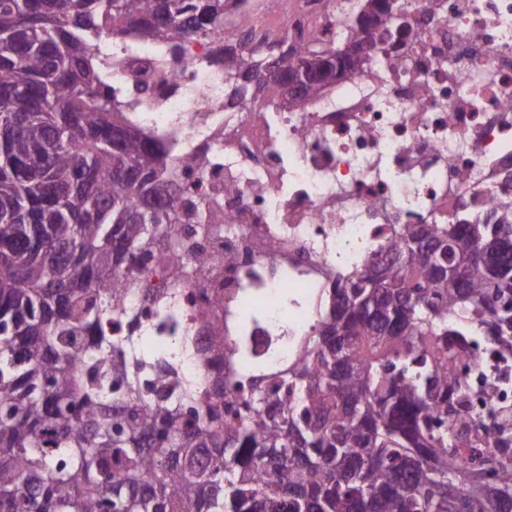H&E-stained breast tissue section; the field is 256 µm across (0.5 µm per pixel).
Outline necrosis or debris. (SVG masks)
Returning <instances> with one entry per match:
<instances>
[{"instance_id": "obj_1", "label": "necrosis or debris", "mask_w": 512, "mask_h": 512, "mask_svg": "<svg viewBox=\"0 0 512 512\" xmlns=\"http://www.w3.org/2000/svg\"><path fill=\"white\" fill-rule=\"evenodd\" d=\"M344 3L233 0L223 35L183 42L176 75L163 84L156 68L167 44L98 48L118 63L113 87L154 99L136 111L137 124L173 156L203 155L178 171L186 194L222 203L220 236L182 227L203 257H184L187 278L149 260L126 295L130 314L141 318L149 294L181 288L163 313L191 343L182 369L200 388L212 371L204 363L214 336L204 313L210 298L223 297L229 309L240 288H255L261 321L243 330L230 320L224 333L248 338L256 363L242 366L243 375L270 372L313 334L325 288L380 254L397 225L446 224L512 202V181L500 177L512 165V0H394L405 33L387 56L287 109L273 111L262 98L239 103L215 61L220 49L285 41L303 52L335 42L349 18ZM140 333H153L142 318ZM472 354V412L486 421L493 402H512V367L480 340Z\"/></svg>"}]
</instances>
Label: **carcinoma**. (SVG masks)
<instances>
[{
  "instance_id": "obj_1",
  "label": "carcinoma",
  "mask_w": 512,
  "mask_h": 512,
  "mask_svg": "<svg viewBox=\"0 0 512 512\" xmlns=\"http://www.w3.org/2000/svg\"><path fill=\"white\" fill-rule=\"evenodd\" d=\"M228 0H0V512H512V410L469 418L472 337L512 350V208L480 224H401L379 259L328 289L314 335L282 370L202 399L167 350L112 335L140 258L178 248L183 190L167 148L112 96L105 39L224 30ZM345 37L391 30L368 0ZM278 59L279 84L313 69ZM216 62L268 84L263 58ZM319 71L287 107L336 81Z\"/></svg>"
}]
</instances>
